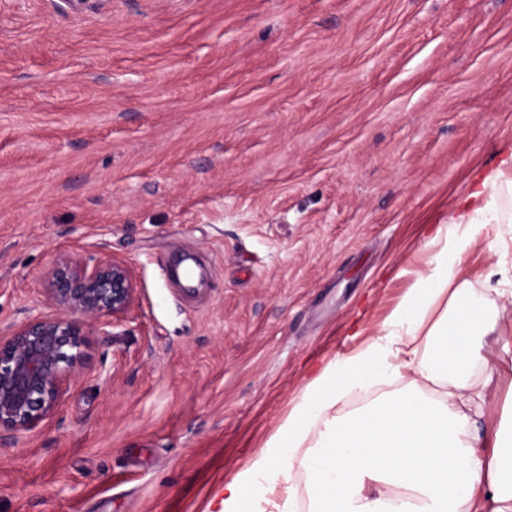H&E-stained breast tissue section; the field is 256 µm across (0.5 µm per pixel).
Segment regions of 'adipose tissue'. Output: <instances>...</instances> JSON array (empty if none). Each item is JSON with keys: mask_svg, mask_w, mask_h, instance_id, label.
I'll list each match as a JSON object with an SVG mask.
<instances>
[{"mask_svg": "<svg viewBox=\"0 0 512 512\" xmlns=\"http://www.w3.org/2000/svg\"><path fill=\"white\" fill-rule=\"evenodd\" d=\"M428 240L419 272L379 334L314 373L266 447L225 482L218 512H512V412L479 445L494 368L486 338L512 312V144ZM484 242L481 285L458 277ZM380 387L367 404L347 402ZM308 478V509L292 490ZM288 485L284 498L266 491Z\"/></svg>", "mask_w": 512, "mask_h": 512, "instance_id": "1", "label": "adipose tissue"}]
</instances>
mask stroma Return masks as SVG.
<instances>
[{
    "mask_svg": "<svg viewBox=\"0 0 512 512\" xmlns=\"http://www.w3.org/2000/svg\"><path fill=\"white\" fill-rule=\"evenodd\" d=\"M507 142L512 0H0V331L63 255L136 288L0 512H209Z\"/></svg>",
    "mask_w": 512,
    "mask_h": 512,
    "instance_id": "obj_1",
    "label": "stroma"
}]
</instances>
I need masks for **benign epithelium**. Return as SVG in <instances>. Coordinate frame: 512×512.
<instances>
[{
  "label": "benign epithelium",
  "mask_w": 512,
  "mask_h": 512,
  "mask_svg": "<svg viewBox=\"0 0 512 512\" xmlns=\"http://www.w3.org/2000/svg\"><path fill=\"white\" fill-rule=\"evenodd\" d=\"M49 315L29 316L0 336V444L35 428L59 405L89 359L82 327L133 303L128 266L110 256L93 264L58 259L48 276Z\"/></svg>",
  "instance_id": "7a95c632"
}]
</instances>
